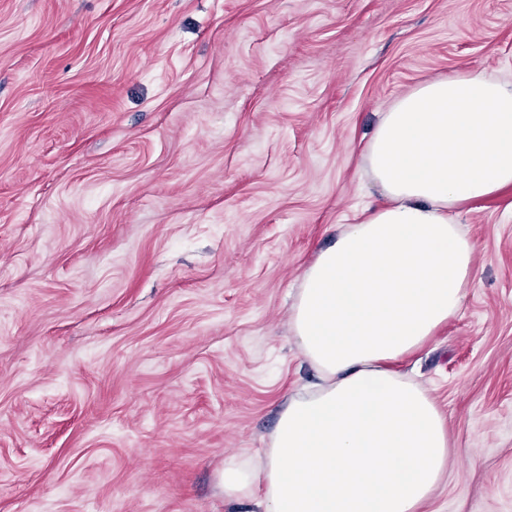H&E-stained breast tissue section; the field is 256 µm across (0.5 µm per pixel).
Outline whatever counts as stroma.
<instances>
[{"label": "stroma", "instance_id": "obj_1", "mask_svg": "<svg viewBox=\"0 0 512 512\" xmlns=\"http://www.w3.org/2000/svg\"><path fill=\"white\" fill-rule=\"evenodd\" d=\"M471 72L512 0H0V512H229L380 112ZM459 223L477 276L395 368L453 444L424 512H512V187Z\"/></svg>", "mask_w": 512, "mask_h": 512}]
</instances>
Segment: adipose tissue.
I'll use <instances>...</instances> for the list:
<instances>
[{
    "label": "adipose tissue",
    "instance_id": "ef3b65f1",
    "mask_svg": "<svg viewBox=\"0 0 512 512\" xmlns=\"http://www.w3.org/2000/svg\"><path fill=\"white\" fill-rule=\"evenodd\" d=\"M364 161L387 205L362 211L304 274L289 316L320 384L267 448L226 460L225 499L259 512H422L448 474V424L390 365L461 310L475 246L454 210L512 186V79L417 85L380 114Z\"/></svg>",
    "mask_w": 512,
    "mask_h": 512
}]
</instances>
